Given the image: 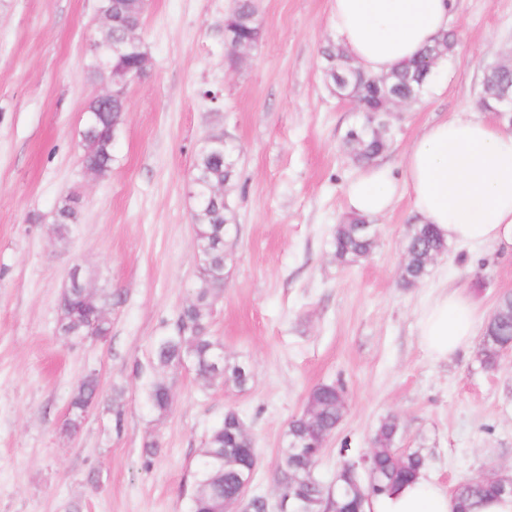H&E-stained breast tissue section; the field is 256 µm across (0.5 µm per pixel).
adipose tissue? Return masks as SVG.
<instances>
[{
	"instance_id": "ef3b65f1",
	"label": "adipose tissue",
	"mask_w": 512,
	"mask_h": 512,
	"mask_svg": "<svg viewBox=\"0 0 512 512\" xmlns=\"http://www.w3.org/2000/svg\"><path fill=\"white\" fill-rule=\"evenodd\" d=\"M456 0H330L329 27L365 73H390L453 29ZM413 211L451 244L493 249L512 259V132L468 112L435 122L408 146L401 175L372 165L345 188L350 212H387L397 187ZM476 330L475 304L444 291L418 316V335L434 360L467 348ZM454 497L426 474L379 496L366 512H456Z\"/></svg>"
}]
</instances>
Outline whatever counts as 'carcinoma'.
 I'll return each instance as SVG.
<instances>
[{
	"instance_id": "cac0c4a2",
	"label": "carcinoma",
	"mask_w": 512,
	"mask_h": 512,
	"mask_svg": "<svg viewBox=\"0 0 512 512\" xmlns=\"http://www.w3.org/2000/svg\"><path fill=\"white\" fill-rule=\"evenodd\" d=\"M98 10L120 18L116 34L133 32L143 22L140 0H99ZM261 30L257 22L254 0H238L232 23L224 28V42L241 44L259 42ZM456 45V35L450 31L436 40L418 59L396 69L385 77L364 74L349 62L350 55L338 44L324 51L328 62L326 78L335 83L333 71L345 72L348 83L345 93H352L363 103L367 113L377 112L389 101H419L430 87L431 60L440 54L449 56ZM112 65L108 41L90 51L89 66L104 70ZM512 85V68L502 65L487 71L483 94L492 95L500 87ZM124 104L115 103L105 121L94 129L83 131L84 160L103 177L112 166V127L119 125ZM393 142V126L378 123L369 126L359 121L344 136V146L360 166L368 165L383 155ZM236 175L233 152H221L206 142L199 148L194 163V180L199 194L192 214L196 226L198 252L202 273L193 300L179 314L173 331L159 337L153 347L155 364L161 368L188 365L205 381L220 380L238 388L245 387L251 377L250 368L243 362L231 363L224 356V344L210 335L213 302L224 287V227L234 223L235 214L224 199H210L208 187L225 185ZM79 206L72 196L59 206L54 215L55 231L64 237L69 226L78 223ZM377 230L362 217H348L333 230V255L342 266L352 265L369 257L376 245ZM448 251V244L429 224H415L406 238L400 282L411 287L427 275L429 265ZM112 306V293L94 292L87 295L73 286L66 287L58 300L62 313L61 332L73 340L86 337L90 318ZM512 343V296H503L485 324L477 352L481 366L489 369L500 359L505 345ZM97 378L90 375L78 387L70 403L66 427L77 429L84 410L98 397ZM150 410L160 417L171 409V387L163 380L153 381L147 394ZM307 408L314 411L313 420L304 415L291 420L281 448V460L289 471L283 472V486L290 487L287 512H295L302 499L318 500V509L327 512H363L371 499L387 494L407 479L425 469L427 459L418 448L396 450L400 426L398 419L388 416L374 430L370 445L375 449L372 476L351 479L342 474L336 482L337 492L329 496L309 466L318 459L323 448L318 440L328 441L334 435L346 409L344 389L334 383L316 386L307 398ZM259 464V454L252 437L242 428L236 411L224 413L221 424L210 433L206 447L196 461L189 494V512H224V503L234 498L240 489V477L253 473ZM506 494L502 487L486 480L468 479L456 485L453 495L459 502V512H471L472 500Z\"/></svg>"
}]
</instances>
